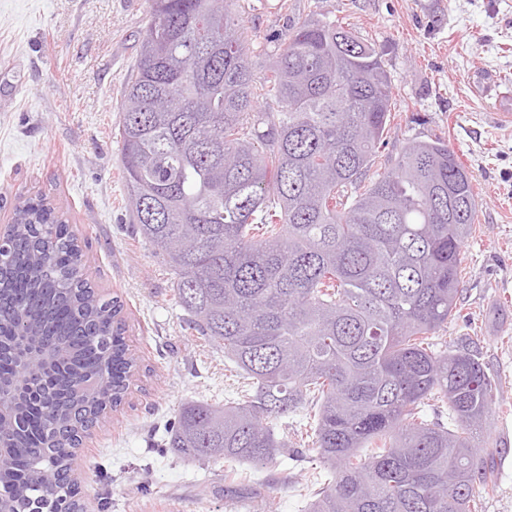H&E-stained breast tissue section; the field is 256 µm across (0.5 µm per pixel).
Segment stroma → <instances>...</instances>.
<instances>
[{
  "label": "stroma",
  "mask_w": 512,
  "mask_h": 512,
  "mask_svg": "<svg viewBox=\"0 0 512 512\" xmlns=\"http://www.w3.org/2000/svg\"><path fill=\"white\" fill-rule=\"evenodd\" d=\"M256 75L291 24L342 23L383 50L392 83L388 167L408 142L448 139L472 175L478 213L461 250L465 290L438 345L473 340L496 386L478 446L500 456L482 512H512V0H238ZM148 0H0V226L17 198L44 196L78 239L89 280L117 299L139 370L78 452L90 512H305L319 462L305 413L275 420L288 452L251 466L255 489L228 493L225 460L163 447L179 408L220 403L238 382L223 349L188 327L162 256L132 233L118 125Z\"/></svg>",
  "instance_id": "stroma-1"
}]
</instances>
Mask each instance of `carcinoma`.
Instances as JSON below:
<instances>
[{
  "mask_svg": "<svg viewBox=\"0 0 512 512\" xmlns=\"http://www.w3.org/2000/svg\"><path fill=\"white\" fill-rule=\"evenodd\" d=\"M235 0H150L119 122L134 232L166 257L194 329L249 389L183 406L168 447L268 465L273 420L314 403L310 512H477L495 454L477 456L492 379L480 352L430 342L457 312L478 203L446 138L372 170L390 131L382 51L342 25L283 34L261 81ZM263 146L261 152L258 146ZM0 256V384L12 395L5 501L71 507L67 449L130 369L119 305L44 198L17 206ZM448 405L453 427L427 419Z\"/></svg>",
  "mask_w": 512,
  "mask_h": 512,
  "instance_id": "cac0c4a2",
  "label": "carcinoma"
}]
</instances>
